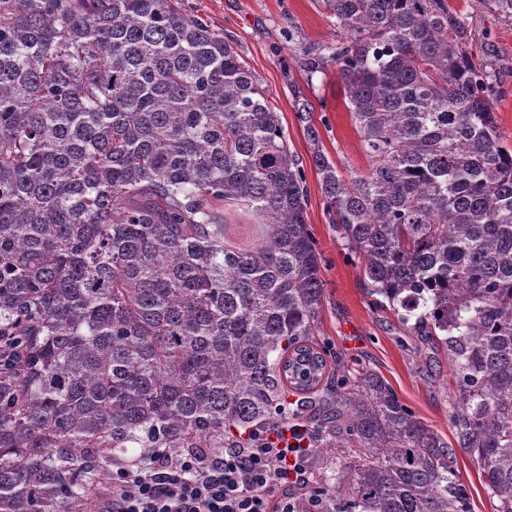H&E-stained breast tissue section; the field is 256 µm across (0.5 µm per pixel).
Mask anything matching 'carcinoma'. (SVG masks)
<instances>
[{
  "label": "carcinoma",
  "instance_id": "obj_1",
  "mask_svg": "<svg viewBox=\"0 0 512 512\" xmlns=\"http://www.w3.org/2000/svg\"><path fill=\"white\" fill-rule=\"evenodd\" d=\"M176 0H0V512H72L103 462L306 426L318 508L472 512L456 449L329 362L305 192L267 90ZM369 160L295 111L367 291L448 352L459 449L512 512V150L450 0H325ZM254 218L256 243L229 234ZM348 490H343L344 483Z\"/></svg>",
  "mask_w": 512,
  "mask_h": 512
}]
</instances>
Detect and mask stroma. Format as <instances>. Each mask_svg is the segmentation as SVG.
<instances>
[{"instance_id": "obj_1", "label": "stroma", "mask_w": 512, "mask_h": 512, "mask_svg": "<svg viewBox=\"0 0 512 512\" xmlns=\"http://www.w3.org/2000/svg\"><path fill=\"white\" fill-rule=\"evenodd\" d=\"M468 15L474 44L487 63L495 89L493 108L503 144L512 148V22L485 9L479 0H453ZM185 12L224 34L268 91L288 143L303 175L306 222L321 255L323 305L318 339L347 362L381 375L402 403L449 446H456L452 415L457 409L455 380L445 352L402 323L390 307L377 303L365 289L361 264L345 249L330 222L320 179L297 119L294 98L314 105L324 146L342 175L367 170L344 103L335 68L307 78L296 63L310 46L339 38L323 0H180Z\"/></svg>"}]
</instances>
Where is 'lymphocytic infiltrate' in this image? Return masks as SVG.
<instances>
[{"label": "lymphocytic infiltrate", "mask_w": 512, "mask_h": 512, "mask_svg": "<svg viewBox=\"0 0 512 512\" xmlns=\"http://www.w3.org/2000/svg\"><path fill=\"white\" fill-rule=\"evenodd\" d=\"M311 451L304 426L295 424L219 457L152 453L113 477L109 512H296L277 492L306 486Z\"/></svg>", "instance_id": "f902f5d3"}]
</instances>
